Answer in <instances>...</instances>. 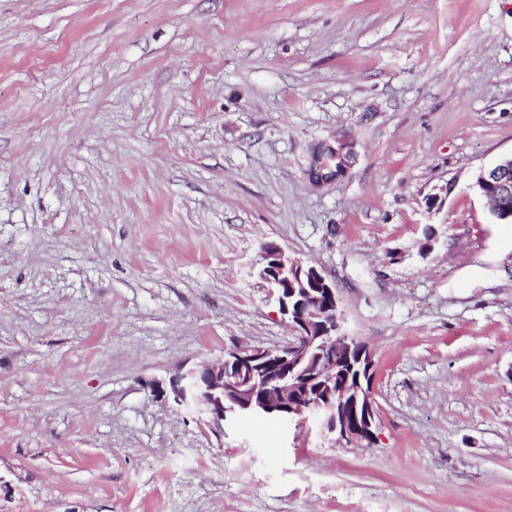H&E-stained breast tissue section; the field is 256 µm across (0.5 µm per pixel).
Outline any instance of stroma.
I'll list each match as a JSON object with an SVG mask.
<instances>
[{"mask_svg": "<svg viewBox=\"0 0 512 512\" xmlns=\"http://www.w3.org/2000/svg\"><path fill=\"white\" fill-rule=\"evenodd\" d=\"M511 154L512 0H0V512H512ZM269 242L372 351L373 444L162 397L287 342ZM357 156L356 142L348 136L318 142L309 153L307 178L316 185L336 183L348 175ZM510 171H512V155L499 160L489 168L480 170L476 176L474 187H478L479 193L486 199L492 190L505 194L509 190V183L506 179Z\"/></svg>", "mask_w": 512, "mask_h": 512, "instance_id": "obj_1", "label": "stroma"}]
</instances>
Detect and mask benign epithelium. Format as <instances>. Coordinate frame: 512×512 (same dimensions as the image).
Wrapping results in <instances>:
<instances>
[{
  "mask_svg": "<svg viewBox=\"0 0 512 512\" xmlns=\"http://www.w3.org/2000/svg\"><path fill=\"white\" fill-rule=\"evenodd\" d=\"M357 156L356 142L348 136L321 141L310 150L307 178L316 185L336 183L348 175ZM511 171L512 156L480 170L474 187L485 198L493 190L504 194ZM264 258L259 275L296 332L294 339L274 348L232 351L216 363L176 375L170 380L173 402L207 417L219 429L245 415L309 414L338 441L373 440L375 411L366 385L371 355L356 337L342 331L336 288L315 267L303 265L277 245H266ZM330 343L355 350V380L326 361L320 349Z\"/></svg>",
  "mask_w": 512,
  "mask_h": 512,
  "instance_id": "7a95c632",
  "label": "benign epithelium"
}]
</instances>
